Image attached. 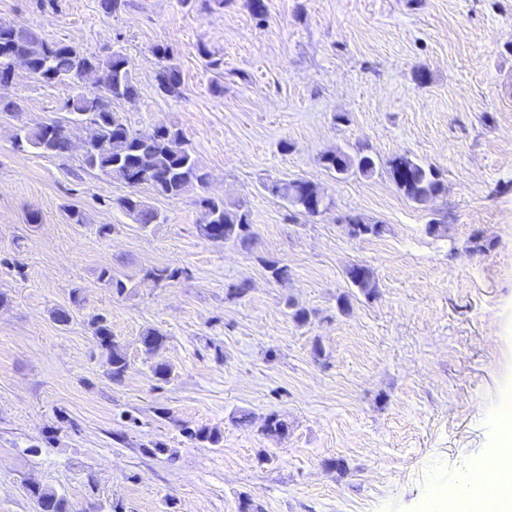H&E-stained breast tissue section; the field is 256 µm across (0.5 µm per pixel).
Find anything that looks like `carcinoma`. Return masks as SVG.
<instances>
[{
	"instance_id": "carcinoma-1",
	"label": "carcinoma",
	"mask_w": 512,
	"mask_h": 512,
	"mask_svg": "<svg viewBox=\"0 0 512 512\" xmlns=\"http://www.w3.org/2000/svg\"><path fill=\"white\" fill-rule=\"evenodd\" d=\"M26 59L29 71L46 84L76 82V78L92 72L102 85L77 99L71 114L86 124L87 136L82 155L83 166L121 181L129 192L117 200V204L133 220L144 226L157 224L161 215L140 196L139 189L148 187L159 195L174 198L194 185H204L206 174L202 172L196 158L184 147L181 130L160 126L151 130H139L129 126L111 109L116 100L136 97L137 85L128 59L119 52L106 55L87 54L70 43L50 39L21 24L0 22V79L6 77L14 60ZM158 91L165 96L182 94V78L173 65H164L155 76ZM19 148L31 147L49 156H64L71 151L68 129L61 121L51 120L33 127L22 126L14 135ZM366 155L351 156L345 152H330L322 156L323 164L330 170L340 165L357 167L359 174L371 177L376 169L362 167ZM389 176L397 189L408 199L426 203L442 190L439 173L407 155L389 161ZM305 180L273 181L266 186L273 197L291 203L305 202L307 186ZM205 212L199 224L201 234L213 241L245 239L250 230L247 212L241 207H228L222 202L203 200ZM352 287L369 296L376 285L372 272L363 265H353L347 270ZM90 325L101 356L105 359L107 374L119 381L127 371L128 363L123 349L113 340L112 331L102 316L91 319ZM166 336L155 329H148L141 336L146 350L160 348ZM288 431L287 423L276 415L265 419L263 432L270 437H279ZM187 438L216 446L220 434L210 428L186 426ZM31 494L45 512H69L65 499L48 487L34 486Z\"/></svg>"
}]
</instances>
